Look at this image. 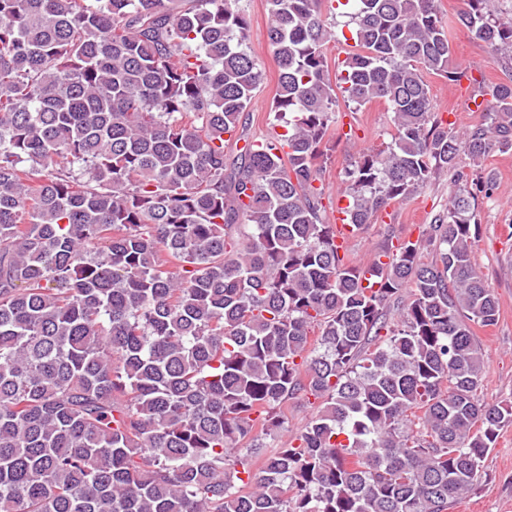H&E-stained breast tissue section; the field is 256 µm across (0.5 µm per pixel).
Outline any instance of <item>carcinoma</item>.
Here are the masks:
<instances>
[{"instance_id": "carcinoma-1", "label": "carcinoma", "mask_w": 512, "mask_h": 512, "mask_svg": "<svg viewBox=\"0 0 512 512\" xmlns=\"http://www.w3.org/2000/svg\"><path fill=\"white\" fill-rule=\"evenodd\" d=\"M236 2L0 0V512H448L512 425L477 395L499 306L471 258L512 83L456 134L438 0H267L285 132L233 155L264 78ZM468 2L512 59V17ZM325 5L356 25L334 75ZM339 90L395 128L346 170L353 231L455 184L364 265L323 215ZM314 409L304 400H294L288 403V421L289 430L288 439L291 435L299 432L310 417L313 415Z\"/></svg>"}]
</instances>
